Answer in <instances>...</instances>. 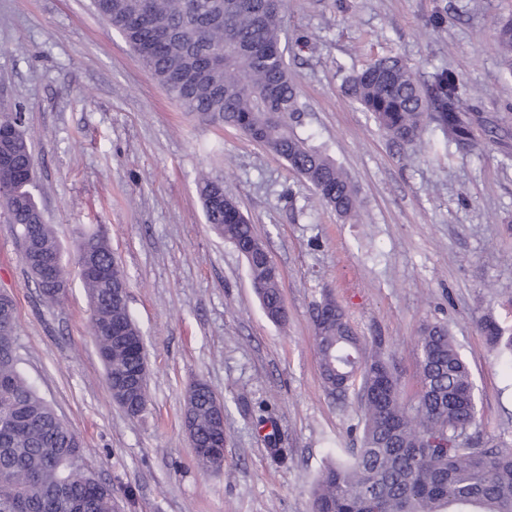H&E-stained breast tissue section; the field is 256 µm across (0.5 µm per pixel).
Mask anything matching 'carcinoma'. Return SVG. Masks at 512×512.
Wrapping results in <instances>:
<instances>
[{"label":"carcinoma","mask_w":512,"mask_h":512,"mask_svg":"<svg viewBox=\"0 0 512 512\" xmlns=\"http://www.w3.org/2000/svg\"><path fill=\"white\" fill-rule=\"evenodd\" d=\"M96 13L129 42L153 78L183 109L203 121L232 126L285 160L345 220L358 215V190L336 162L297 133L304 112L295 80L280 53L284 0H94ZM232 33L240 52L227 58ZM505 71L512 76V16L495 29ZM345 94L371 115L391 140L413 146L435 122L448 142L472 150L465 119L466 90L453 70L437 71L428 85L397 56H383L350 76ZM30 146L19 143L0 163V209L20 244L61 255L52 225L40 213L28 178ZM206 222L240 252L267 317L287 320L281 277L265 244L224 186L199 182ZM77 251L92 253L109 277L81 278L90 310L89 333L104 357L105 380L126 414L146 409L143 338L131 318L126 273L107 238L86 233ZM21 258L40 295L60 301L58 286L70 270L57 265V281L40 278L26 251ZM316 350L325 386L333 394L359 385L361 447L330 460L310 489L311 512H512V448L473 439L477 402L469 367L448 327L420 329V391L406 404L382 340H360L341 308L324 295L317 305ZM16 306L0 296V512H114L116 490L84 464L82 441L37 393L19 368ZM489 344L512 372V333L492 312L480 319ZM226 410L203 382L189 385L185 424L197 447L223 435Z\"/></svg>","instance_id":"carcinoma-1"}]
</instances>
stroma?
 Returning a JSON list of instances; mask_svg holds the SVG:
<instances>
[{
  "label": "stroma",
  "mask_w": 512,
  "mask_h": 512,
  "mask_svg": "<svg viewBox=\"0 0 512 512\" xmlns=\"http://www.w3.org/2000/svg\"><path fill=\"white\" fill-rule=\"evenodd\" d=\"M512 0H285L286 59L306 106L300 133L362 200L336 217L288 163L238 130L183 112L91 0H0V118L22 114L34 194L67 265L109 229L148 367L137 417L113 404L80 281L45 304L0 219V291L16 302L20 367L119 488L117 512H310L328 457L358 447L354 392L325 390L316 304L328 293L358 336L382 337L405 402L419 391V329L447 324L476 386V432L512 446V373L479 327L512 328V76L493 38ZM395 55L430 81L457 71L477 147L392 143L345 97V79ZM221 181L281 275L272 323L244 257L206 224L200 175ZM200 380L224 400V469L203 472L184 426Z\"/></svg>",
  "instance_id": "1"
}]
</instances>
